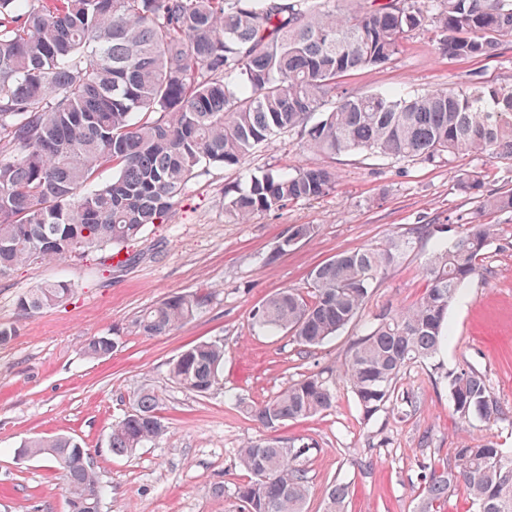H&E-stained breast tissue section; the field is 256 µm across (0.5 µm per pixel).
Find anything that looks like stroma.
I'll return each mask as SVG.
<instances>
[{
    "mask_svg": "<svg viewBox=\"0 0 512 512\" xmlns=\"http://www.w3.org/2000/svg\"><path fill=\"white\" fill-rule=\"evenodd\" d=\"M441 41L431 30L413 32L399 55L343 78L342 87L411 96L476 78L512 85V39L489 59L449 56ZM325 164L338 175L330 194L244 223L226 215L225 187L247 188L250 176L270 168ZM459 170L479 172L484 193L512 188V163L501 159L464 155L452 170L367 152L328 161L284 134L242 166H214L192 180L162 223L124 247L122 263L96 253L64 262L38 259L0 278V328L10 331L0 342V512H68L58 471L22 452L35 436L68 435L89 448L111 489L102 512H239L234 488L248 475L236 453L258 440L311 442L300 460L310 486L305 512H323L325 493L339 480L349 485L345 512H414L425 467L450 462L453 449L490 440L512 453V213L489 215L496 236L448 310L441 355L409 365L400 376L397 388L416 400L415 410L385 409L364 420L341 379L333 406L310 418L266 428L244 410L301 375L339 367L375 315L420 299L428 257L455 239L476 207L454 188ZM298 224L314 226V235L285 245ZM393 237L407 242L400 259L379 274L362 317L328 343L305 354L289 334L252 330V311L270 296L307 290L317 265L347 250L384 247ZM56 279L71 286L66 300L23 315L19 297ZM200 289L211 299L192 321L163 336L140 331L146 309ZM98 336L115 347L106 357H88L83 346ZM200 341L224 345L220 381L203 394L169 377L172 360ZM463 369L485 376L509 410L506 419L488 424L453 414L446 376ZM143 389L159 396L166 430L114 456L112 425Z\"/></svg>",
    "mask_w": 512,
    "mask_h": 512,
    "instance_id": "obj_1",
    "label": "stroma"
}]
</instances>
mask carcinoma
<instances>
[{"instance_id": "carcinoma-1", "label": "carcinoma", "mask_w": 512, "mask_h": 512, "mask_svg": "<svg viewBox=\"0 0 512 512\" xmlns=\"http://www.w3.org/2000/svg\"><path fill=\"white\" fill-rule=\"evenodd\" d=\"M0 0V278L30 258L63 261L76 252L135 240L163 220L194 178L213 165L241 166L283 133L326 158L367 151L387 159L419 157L453 168L461 154L512 161V87L470 81L405 98L349 94L340 81L381 66L408 34L433 27L454 57L498 54L512 38V0ZM104 167L111 180L92 185ZM336 185L329 166L252 176L231 196L239 222L291 202L318 199ZM477 206L451 245L425 264L426 291L413 307L386 311L349 346L340 376L365 420L384 408L416 407L397 380L408 365L434 358L447 332L448 308L479 269L494 235L490 213H512V188L481 193L479 176H456ZM406 242L344 251L316 266L311 291L272 295L251 328L289 333L305 348L335 337L364 311L374 280L395 264ZM63 281L18 299L25 314L62 302ZM206 293L171 296L147 309L139 328L162 336L194 319ZM115 343L90 339L85 354ZM224 346L196 343L170 363L171 379L206 393L218 384ZM453 412L467 421L507 416L485 377L448 376ZM335 373L302 376L275 396L247 406L267 428L332 407ZM159 397L140 392L137 415L112 426L109 447L125 455L165 431ZM67 436L35 437L24 448L62 473L68 498L93 502L102 488ZM299 441L264 440L238 449L249 479L235 486L246 512H304L309 493ZM463 485L473 512H512V453L487 441L455 449L454 462L425 472L416 512H442ZM347 484L332 485L325 512H344Z\"/></svg>"}]
</instances>
